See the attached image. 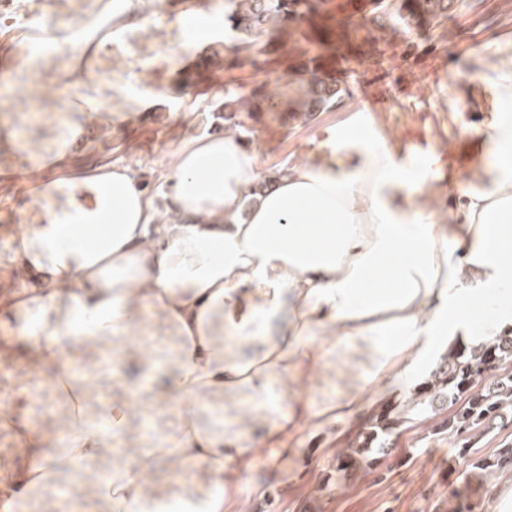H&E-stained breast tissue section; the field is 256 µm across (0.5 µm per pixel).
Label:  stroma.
I'll use <instances>...</instances> for the list:
<instances>
[{
    "instance_id": "obj_1",
    "label": "stroma",
    "mask_w": 512,
    "mask_h": 512,
    "mask_svg": "<svg viewBox=\"0 0 512 512\" xmlns=\"http://www.w3.org/2000/svg\"><path fill=\"white\" fill-rule=\"evenodd\" d=\"M114 0H0V264H8L14 236L38 192L30 179L40 170L51 181L78 167L119 162L134 169L151 194H161L170 153L182 142L224 135V91L242 95L262 90L292 97L288 72L319 14L302 24L275 27L276 52L235 51V31L211 36L181 29L177 18L196 12L205 23L224 16L225 0H126L116 17ZM336 42V77L343 93L337 105L308 117L300 112H257L238 135L259 153L261 181L289 161L315 150L323 131L346 117L350 103H365L399 133L403 143L428 137L455 161H462L461 125L475 127L491 104L474 73L512 61V0H454L442 23L377 29L350 25ZM48 43L52 52L27 58L25 50ZM94 72L75 80L77 70ZM131 113L129 123L100 127L90 112ZM66 114L85 130L55 152L36 157L35 146L50 135L49 117ZM13 319L0 315V340L13 343L0 359V394L13 395L9 428L0 427V484L29 463L13 426L55 417L40 397L41 380L20 393L19 374L30 360ZM436 421L425 418L402 431L394 457L377 471L338 472L333 457L361 428L360 422L330 419L297 434L290 453H275L277 435L256 425L257 447L272 450L255 464L248 481L226 488L224 512H437L460 502L472 512H493L490 486L462 479L448 437L432 435Z\"/></svg>"
}]
</instances>
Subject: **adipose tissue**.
<instances>
[{"instance_id":"1","label":"adipose tissue","mask_w":512,"mask_h":512,"mask_svg":"<svg viewBox=\"0 0 512 512\" xmlns=\"http://www.w3.org/2000/svg\"><path fill=\"white\" fill-rule=\"evenodd\" d=\"M493 115L448 209L436 164L353 106L319 149L260 187L259 156L235 133L183 143L163 206L131 168L106 163L44 188L0 269V311L32 358L55 369L65 420L16 436L39 449L0 495L58 493L86 461L100 512H224L226 485L253 468L248 421L288 433L276 398L326 392L331 362L359 382L315 418L356 419L373 390L418 378L441 354L512 329V69L479 73ZM390 276L373 281V271ZM132 353L168 378L126 390ZM173 401L161 442L129 437L145 401ZM166 457L173 494L155 497ZM198 468L194 482L186 466Z\"/></svg>"}]
</instances>
